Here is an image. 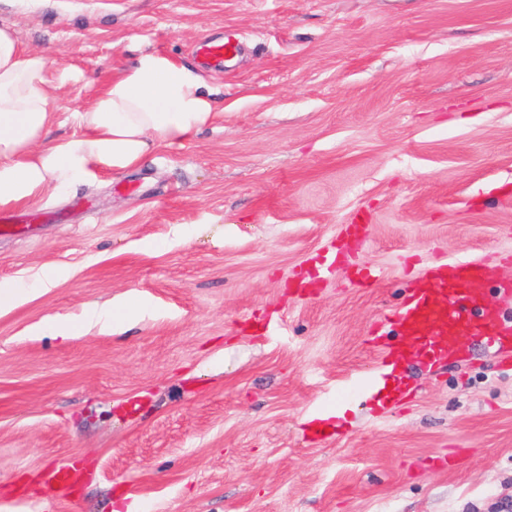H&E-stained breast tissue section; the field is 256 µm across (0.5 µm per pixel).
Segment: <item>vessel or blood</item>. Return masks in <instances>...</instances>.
<instances>
[{
  "instance_id": "vessel-or-blood-1",
  "label": "vessel or blood",
  "mask_w": 512,
  "mask_h": 512,
  "mask_svg": "<svg viewBox=\"0 0 512 512\" xmlns=\"http://www.w3.org/2000/svg\"><path fill=\"white\" fill-rule=\"evenodd\" d=\"M240 43L235 36L201 42L195 49L198 62L208 70H223L237 56ZM495 272L483 262L438 264L409 288L401 305L383 315L380 325L394 339L382 343L385 357H398L409 346L419 347L428 364L445 361L438 336L449 323L461 333L479 337L503 365L512 366V323H505L494 306L473 296L469 282L491 280Z\"/></svg>"
}]
</instances>
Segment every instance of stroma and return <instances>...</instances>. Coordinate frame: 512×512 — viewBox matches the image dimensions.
Masks as SVG:
<instances>
[{
	"mask_svg": "<svg viewBox=\"0 0 512 512\" xmlns=\"http://www.w3.org/2000/svg\"><path fill=\"white\" fill-rule=\"evenodd\" d=\"M69 109L154 52L197 68L204 38L243 50L203 73L219 114L137 168L20 205L0 282L57 267L0 311V512H500L512 502V368L480 340L402 396L340 398L426 269H499L512 320V0H0ZM360 267L323 273L349 225ZM127 296L126 331L62 340ZM455 457L453 466L442 465ZM70 471L53 486L49 473ZM142 310V304L135 301L124 300L116 306L112 303L101 308H93L86 312L80 323L52 319L43 325V328L61 336L64 339L75 336L79 330L85 328V324L100 325L102 329L112 330V326L124 321L134 319Z\"/></svg>",
	"mask_w": 512,
	"mask_h": 512,
	"instance_id": "35a3bbf8",
	"label": "stroma"
}]
</instances>
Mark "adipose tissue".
I'll return each mask as SVG.
<instances>
[{
  "label": "adipose tissue",
  "mask_w": 512,
  "mask_h": 512,
  "mask_svg": "<svg viewBox=\"0 0 512 512\" xmlns=\"http://www.w3.org/2000/svg\"><path fill=\"white\" fill-rule=\"evenodd\" d=\"M50 62L0 27V206L31 204L65 194L98 175L138 167L150 150L184 140L214 121L212 95L201 78L166 56L146 52L113 76L91 103L76 109L78 133L50 138L57 108L48 86ZM65 275L38 269L27 282L0 283V309L52 288ZM141 303L93 308L82 323L52 319L46 330L75 336L81 324L108 330L134 319Z\"/></svg>",
  "instance_id": "1"
}]
</instances>
